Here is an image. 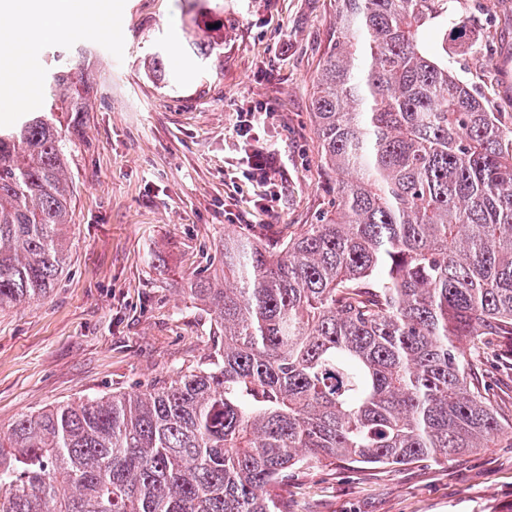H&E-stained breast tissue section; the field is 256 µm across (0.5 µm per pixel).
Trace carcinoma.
<instances>
[{
	"instance_id": "obj_1",
	"label": "carcinoma",
	"mask_w": 512,
	"mask_h": 512,
	"mask_svg": "<svg viewBox=\"0 0 512 512\" xmlns=\"http://www.w3.org/2000/svg\"><path fill=\"white\" fill-rule=\"evenodd\" d=\"M336 2L311 112L333 209L224 233L186 289L202 361L0 430V512H283L301 470L445 463L503 432L462 343L512 336V113L448 67V40L473 37L448 0ZM52 58L45 110L0 128V311L68 266L90 76Z\"/></svg>"
}]
</instances>
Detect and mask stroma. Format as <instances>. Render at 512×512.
I'll use <instances>...</instances> for the list:
<instances>
[{
  "label": "stroma",
  "mask_w": 512,
  "mask_h": 512,
  "mask_svg": "<svg viewBox=\"0 0 512 512\" xmlns=\"http://www.w3.org/2000/svg\"><path fill=\"white\" fill-rule=\"evenodd\" d=\"M79 70L92 74L90 112L70 147V260L44 299L0 311V428L78 398L145 388L195 364L209 317L184 293L203 254L232 224H314L335 195L317 155L313 83L336 25V0H209L224 20L210 59L186 48L193 0H119L105 14L84 0ZM476 33L448 65L497 112H512V0H448ZM38 43L12 87L28 77L42 108L50 59ZM162 55L167 79L151 73ZM266 101L265 137L286 169L269 210L260 187L229 179L236 109ZM512 423V338L492 337L477 373ZM288 512H512V434L445 463L322 467L284 494Z\"/></svg>",
  "instance_id": "obj_1"
}]
</instances>
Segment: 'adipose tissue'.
Masks as SVG:
<instances>
[{
	"label": "adipose tissue",
	"instance_id": "obj_1",
	"mask_svg": "<svg viewBox=\"0 0 512 512\" xmlns=\"http://www.w3.org/2000/svg\"><path fill=\"white\" fill-rule=\"evenodd\" d=\"M0 13L14 20L11 28L0 30V39L22 54L43 39L77 35L85 25L77 0H0Z\"/></svg>",
	"mask_w": 512,
	"mask_h": 512
}]
</instances>
